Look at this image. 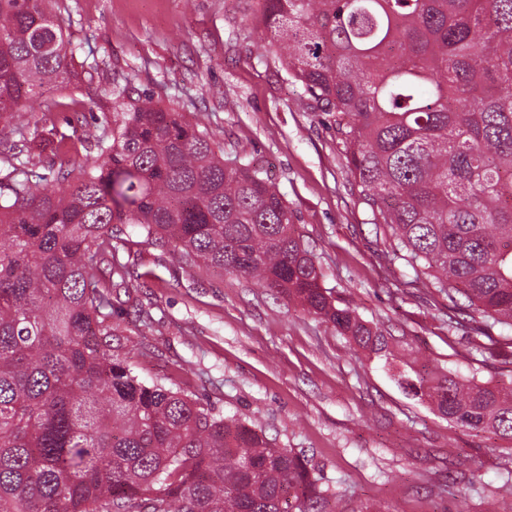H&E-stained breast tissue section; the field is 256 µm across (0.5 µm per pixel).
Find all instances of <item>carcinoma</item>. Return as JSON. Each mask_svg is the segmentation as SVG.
I'll use <instances>...</instances> for the list:
<instances>
[{
  "label": "carcinoma",
  "instance_id": "obj_1",
  "mask_svg": "<svg viewBox=\"0 0 512 512\" xmlns=\"http://www.w3.org/2000/svg\"><path fill=\"white\" fill-rule=\"evenodd\" d=\"M63 0H0V115L68 79ZM256 27L306 107L333 118L393 259L512 325V0H261ZM47 176L0 161V512H326L291 448L112 356L132 224L182 261L256 279L357 346L386 337L335 305L275 186L183 113L128 87ZM448 422L512 440V388L415 372Z\"/></svg>",
  "mask_w": 512,
  "mask_h": 512
}]
</instances>
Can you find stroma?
<instances>
[{"label":"stroma","instance_id":"obj_1","mask_svg":"<svg viewBox=\"0 0 512 512\" xmlns=\"http://www.w3.org/2000/svg\"><path fill=\"white\" fill-rule=\"evenodd\" d=\"M74 59L67 83L0 117V156L27 135L93 125L115 84L186 113L280 191L324 287L391 338L393 360L255 280L180 263L129 229L119 252L136 277L112 303V353L147 381H175L217 411L301 453L331 512H487L512 475V441L473 435L396 382L429 368L512 385V326L474 310L448 330V297L431 277L385 258L377 231L322 112L297 108L300 84L264 48L257 0H66Z\"/></svg>","mask_w":512,"mask_h":512}]
</instances>
